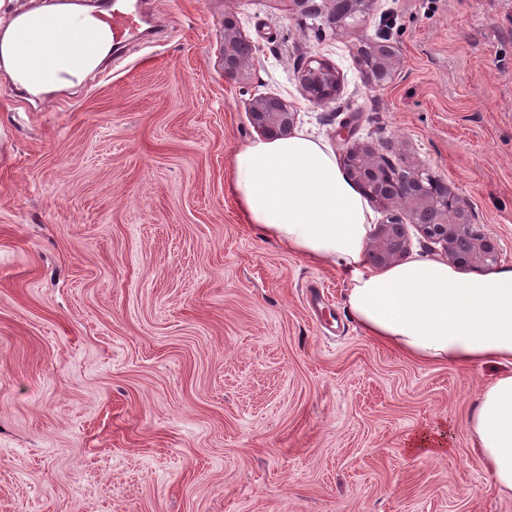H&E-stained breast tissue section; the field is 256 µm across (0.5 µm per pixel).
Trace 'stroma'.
Here are the masks:
<instances>
[{"label":"stroma","instance_id":"1","mask_svg":"<svg viewBox=\"0 0 512 512\" xmlns=\"http://www.w3.org/2000/svg\"><path fill=\"white\" fill-rule=\"evenodd\" d=\"M122 63L29 94L0 63V512H512L466 416L496 370L366 337L348 283L228 191L277 95L335 154L349 119L467 198L512 265V0H375L318 30L288 0H137ZM256 47L224 77L225 13ZM400 55L370 88L360 40ZM343 77L304 98L311 57ZM437 430L445 455L410 452Z\"/></svg>","mask_w":512,"mask_h":512}]
</instances>
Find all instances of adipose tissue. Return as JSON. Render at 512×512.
Masks as SVG:
<instances>
[{"label":"adipose tissue","instance_id":"1","mask_svg":"<svg viewBox=\"0 0 512 512\" xmlns=\"http://www.w3.org/2000/svg\"><path fill=\"white\" fill-rule=\"evenodd\" d=\"M229 191L266 238L343 273L346 303L366 336L425 365L497 367L466 427L497 491L512 494V266L468 275L416 257L370 271L372 211L336 155L304 130L238 148Z\"/></svg>","mask_w":512,"mask_h":512}]
</instances>
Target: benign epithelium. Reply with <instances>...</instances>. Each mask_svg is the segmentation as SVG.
Masks as SVG:
<instances>
[{
  "label": "benign epithelium",
  "mask_w": 512,
  "mask_h": 512,
  "mask_svg": "<svg viewBox=\"0 0 512 512\" xmlns=\"http://www.w3.org/2000/svg\"><path fill=\"white\" fill-rule=\"evenodd\" d=\"M292 10L320 19L318 29L333 31L358 24L369 14L374 0H289ZM357 61L370 86H383L392 80L400 64L397 49L391 45L361 40L356 45ZM254 52L242 34L238 18L224 15V78L244 80L253 68ZM301 83L307 100L325 105L337 99L342 77L328 62L312 58L301 67ZM250 121L261 134L287 137L293 133L296 112L278 96L251 101ZM337 135L348 142L343 154L347 178L360 185L381 208H399L423 238L441 245L451 263L461 267L489 268L498 263L497 244L472 222L468 200L440 184L430 173L399 168L380 155L373 146L352 140L354 130L344 123ZM409 249V238L402 217L393 214L374 227L367 244L373 264L380 268L399 262Z\"/></svg>",
  "instance_id": "benign-epithelium-1"
}]
</instances>
